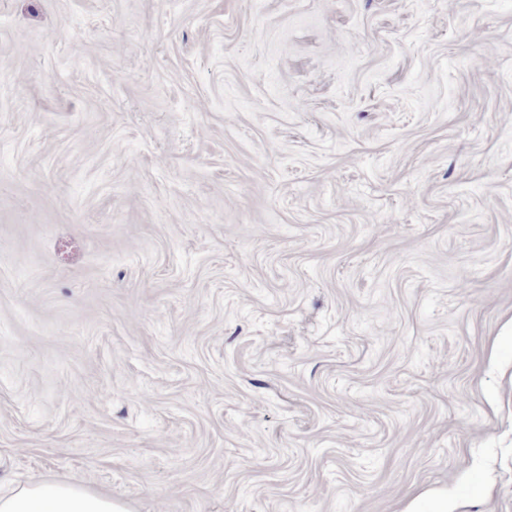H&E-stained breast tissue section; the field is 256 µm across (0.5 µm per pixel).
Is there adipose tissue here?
<instances>
[{"label":"adipose tissue","mask_w":512,"mask_h":512,"mask_svg":"<svg viewBox=\"0 0 512 512\" xmlns=\"http://www.w3.org/2000/svg\"><path fill=\"white\" fill-rule=\"evenodd\" d=\"M0 512H127V507L111 491L68 479L28 481L0 488Z\"/></svg>","instance_id":"obj_1"}]
</instances>
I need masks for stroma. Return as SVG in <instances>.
<instances>
[{"instance_id": "1", "label": "stroma", "mask_w": 512, "mask_h": 512, "mask_svg": "<svg viewBox=\"0 0 512 512\" xmlns=\"http://www.w3.org/2000/svg\"><path fill=\"white\" fill-rule=\"evenodd\" d=\"M26 478L512 512V0H0Z\"/></svg>"}]
</instances>
